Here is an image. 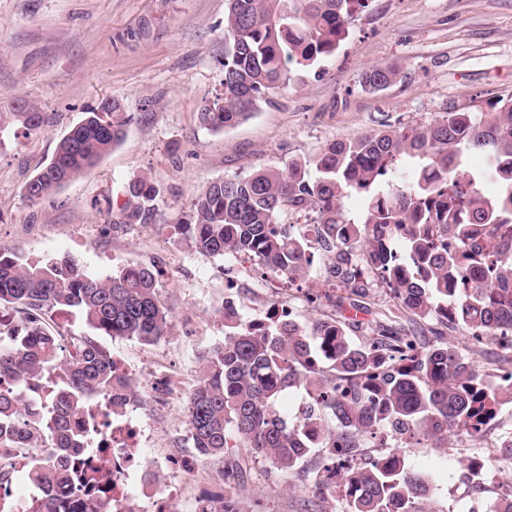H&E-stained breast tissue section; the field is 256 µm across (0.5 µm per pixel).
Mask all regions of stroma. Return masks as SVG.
<instances>
[{
    "instance_id": "35a3bbf8",
    "label": "stroma",
    "mask_w": 512,
    "mask_h": 512,
    "mask_svg": "<svg viewBox=\"0 0 512 512\" xmlns=\"http://www.w3.org/2000/svg\"><path fill=\"white\" fill-rule=\"evenodd\" d=\"M227 6L228 0H0V248L45 259L69 255L99 277L130 262L157 270L169 336L143 344L95 335L113 359L130 366L139 390L135 415L152 480L136 482L130 493L142 512L155 494L173 497L178 512L220 497L233 460L245 469L236 489L242 512H343L339 498L313 491L321 453L286 471L246 448L205 460L186 424L201 357L224 339L225 298L246 319L262 320L287 297L298 320L308 322L345 306L342 291L322 289L312 303L259 286L234 258L196 252L179 227L194 195L215 180L310 158L327 143L373 129L426 125L451 103L486 110L511 96L512 0H371L335 55L296 72L248 120L213 132L197 113L223 89ZM384 64L397 75L385 90L370 92L363 75ZM113 98L127 108L125 139L50 197L28 200L27 181L60 138L88 109ZM20 99L37 101L51 123L17 135L11 110ZM141 176L159 195L145 220L131 221L122 204L129 182ZM43 322L64 358L93 335L71 309L47 310ZM448 339L489 377L512 368V355L495 342L476 348L459 330ZM507 429L511 403L499 407L479 441L452 436L405 448L408 460L434 479L424 512H494L498 484L512 479V462L497 461L494 446ZM477 453L493 463L476 485L462 465Z\"/></svg>"
}]
</instances>
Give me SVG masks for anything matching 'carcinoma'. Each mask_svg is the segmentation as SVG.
I'll use <instances>...</instances> for the list:
<instances>
[{
    "label": "carcinoma",
    "mask_w": 512,
    "mask_h": 512,
    "mask_svg": "<svg viewBox=\"0 0 512 512\" xmlns=\"http://www.w3.org/2000/svg\"><path fill=\"white\" fill-rule=\"evenodd\" d=\"M367 0H229L224 15V93L203 105L199 122L220 132L248 119L257 103L336 53L354 14ZM391 66L365 73L364 86L385 89ZM23 133L51 117L38 103L17 100ZM125 106L103 101L57 143L50 162L26 183L41 201L96 166L126 135ZM485 156L474 170L465 159ZM497 186L487 195L485 181ZM127 217L145 215L158 194L145 177L133 181ZM357 194L363 216L344 201ZM311 213L315 235L294 233L284 212ZM512 98L484 112L448 106L428 125L377 129L325 145L313 158L209 183L193 199L183 225L196 251L244 256L261 274L300 280L324 258L322 286L340 288L360 305L370 287L389 291L396 326L358 342L339 318L304 324L293 317L252 322L224 308V341L202 356V375L188 397L187 426L202 458L248 448L290 470L315 450L325 464L317 480L344 512H418L431 476L412 466L400 445L450 435L473 438L498 407L512 402V371L492 381L476 360L445 340L442 329L475 339L512 336ZM15 304L24 325L0 347V481L16 470L17 449L54 443L27 458L22 470L40 492L16 500L11 512H114L112 504L63 501L71 482L69 449L97 457L80 419L95 399L109 397L120 414L134 397L130 377L90 336L69 359L41 322L44 311L71 308L110 336L155 343L168 335L169 312L157 276L128 264L110 276L89 274L74 257L48 260L0 249V304ZM437 322L440 328L425 325ZM59 370L63 383L36 405L28 380ZM303 392L304 408L288 417L282 401ZM335 422L329 426V422ZM391 438L395 449L363 456L369 442ZM209 512H240L234 493L209 500Z\"/></svg>",
    "instance_id": "cac0c4a2"
}]
</instances>
